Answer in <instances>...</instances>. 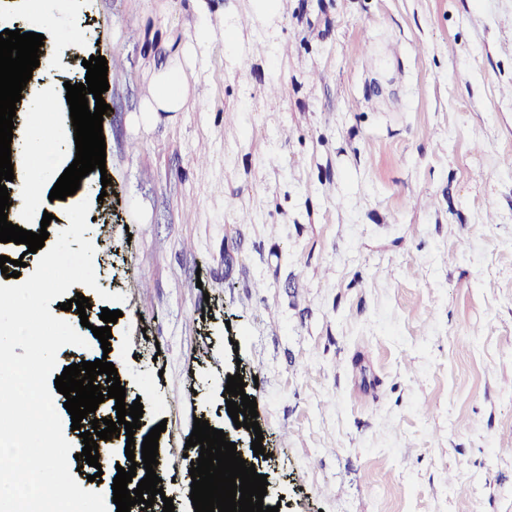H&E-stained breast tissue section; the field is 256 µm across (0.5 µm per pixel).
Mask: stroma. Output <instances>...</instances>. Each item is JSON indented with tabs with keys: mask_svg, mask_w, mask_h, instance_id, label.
Wrapping results in <instances>:
<instances>
[{
	"mask_svg": "<svg viewBox=\"0 0 512 512\" xmlns=\"http://www.w3.org/2000/svg\"><path fill=\"white\" fill-rule=\"evenodd\" d=\"M84 39L33 71L67 168L66 83L104 56L111 193L82 188L100 286L86 347L157 424L158 475L195 512L185 444L257 402L279 512H512V0H38ZM204 35L190 58L181 46ZM183 68V111L144 113ZM204 163H197L198 153ZM60 200L23 204L48 243ZM125 297L100 325L102 292Z\"/></svg>",
	"mask_w": 512,
	"mask_h": 512,
	"instance_id": "1",
	"label": "stroma"
}]
</instances>
